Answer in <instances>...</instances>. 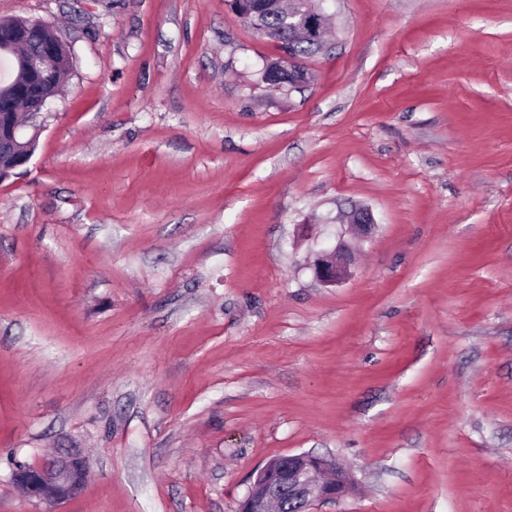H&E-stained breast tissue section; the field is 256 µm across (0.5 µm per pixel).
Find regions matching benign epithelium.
Segmentation results:
<instances>
[{"mask_svg":"<svg viewBox=\"0 0 512 512\" xmlns=\"http://www.w3.org/2000/svg\"><path fill=\"white\" fill-rule=\"evenodd\" d=\"M295 9L288 15V23L300 27L306 38L317 47V53L328 52L323 31L328 14L323 8L325 0H293ZM9 30L6 40L0 42V53L13 59L16 79L6 88L11 101L25 103L30 119L26 126L34 135L21 140L22 126L14 120L13 112L0 113V180L13 170L26 165L33 155L37 134L44 128L41 123L43 110L55 96L33 95L34 85L55 84L57 66L62 56L64 42L56 32L48 31V23L12 19L4 22ZM292 73L288 89H299L307 83V71L301 62L291 58L282 49L279 59L267 63V84L281 88L283 70ZM354 232L364 237L374 226L372 212L357 208L349 216ZM351 257L343 244L336 245L318 255L311 265L314 277L325 286H333L350 274ZM89 478V465L79 453H64L34 467L23 466L13 472L15 483L28 498L38 501L59 502L80 494ZM351 488L349 472L339 464L312 453L283 455L270 460L256 475L253 485L240 504L239 512H270L271 506H283V496H288L295 512H309L317 501H335Z\"/></svg>","mask_w":512,"mask_h":512,"instance_id":"obj_1","label":"benign epithelium"}]
</instances>
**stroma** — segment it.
Segmentation results:
<instances>
[{
  "label": "stroma",
  "mask_w": 512,
  "mask_h": 512,
  "mask_svg": "<svg viewBox=\"0 0 512 512\" xmlns=\"http://www.w3.org/2000/svg\"><path fill=\"white\" fill-rule=\"evenodd\" d=\"M325 8L291 91L225 0H0L75 59L0 181V512L69 449L55 512H238L302 452L356 483L310 512H512V0ZM351 257L344 244L316 255L311 265L314 277L326 286H333L350 274ZM89 478V465L80 453H64L34 467L13 472L15 483L28 498L59 502L80 494Z\"/></svg>",
  "instance_id": "stroma-1"
}]
</instances>
